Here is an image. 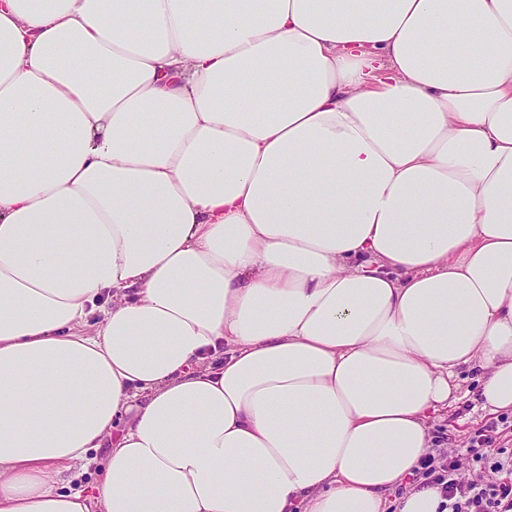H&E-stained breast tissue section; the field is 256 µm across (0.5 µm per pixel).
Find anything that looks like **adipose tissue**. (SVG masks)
Instances as JSON below:
<instances>
[{
  "mask_svg": "<svg viewBox=\"0 0 512 512\" xmlns=\"http://www.w3.org/2000/svg\"><path fill=\"white\" fill-rule=\"evenodd\" d=\"M463 369L512 411V0H0V512H450Z\"/></svg>",
  "mask_w": 512,
  "mask_h": 512,
  "instance_id": "adipose-tissue-1",
  "label": "adipose tissue"
}]
</instances>
